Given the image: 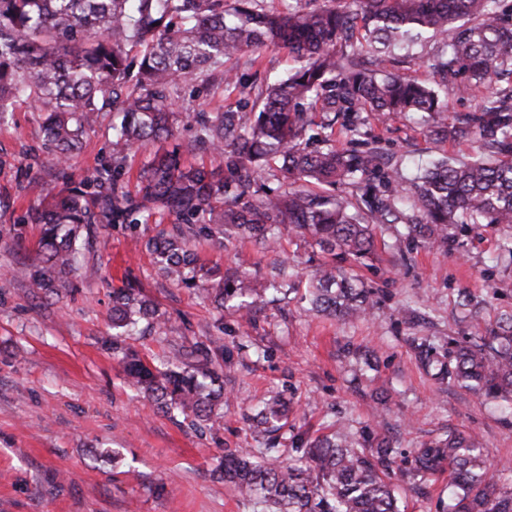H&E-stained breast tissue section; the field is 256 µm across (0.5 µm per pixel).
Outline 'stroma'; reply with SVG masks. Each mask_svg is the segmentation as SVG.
<instances>
[{"label": "stroma", "instance_id": "35a3bbf8", "mask_svg": "<svg viewBox=\"0 0 512 512\" xmlns=\"http://www.w3.org/2000/svg\"><path fill=\"white\" fill-rule=\"evenodd\" d=\"M172 101L181 114L242 106L238 91L215 95L199 84L178 90ZM370 132L408 177L411 160L438 149L460 159L480 152L472 140L438 144L416 114L372 123ZM113 154L107 112L84 138L75 178L95 174ZM52 169L38 114L16 102L0 120V512H257L214 470L224 454H257L248 418L276 395L293 408L280 446L286 461L298 456L294 435L345 425L392 439L405 454L448 432H471L490 470L512 468V418L496 402L435 383L412 348L413 338L469 336L512 313V256L498 249L511 227L486 226L456 249L412 248L378 227L374 257L356 269L377 307L352 322L310 312L302 287L248 321L231 309L218 312L158 272L145 249L159 229L152 220L134 229L99 225L82 259L98 276L47 301L28 288L36 225L23 224L18 238L9 228L63 191ZM198 254L206 266L260 281L282 258L302 274L324 259L319 249L286 237L276 251L247 240L227 249L205 243ZM128 285L141 288L170 320L168 335L130 337L142 356L158 360L180 344L223 339L220 427L200 432L171 419L127 384L103 340L112 291ZM398 497L402 512H438L448 477H431L420 491L401 484Z\"/></svg>", "mask_w": 512, "mask_h": 512}]
</instances>
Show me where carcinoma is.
I'll list each match as a JSON object with an SVG mask.
<instances>
[{
    "instance_id": "1",
    "label": "carcinoma",
    "mask_w": 512,
    "mask_h": 512,
    "mask_svg": "<svg viewBox=\"0 0 512 512\" xmlns=\"http://www.w3.org/2000/svg\"><path fill=\"white\" fill-rule=\"evenodd\" d=\"M435 81L407 78L397 66L417 46ZM286 48L297 66L269 82L226 63L248 51ZM201 82L216 93L240 90L251 109L188 114L194 135L175 137L171 97ZM451 93H480L475 110L448 111ZM38 112L54 177L65 192L30 208L39 226L30 288L57 296L74 288L77 254L92 243L96 225L136 226L172 218L145 243L173 284L195 289L219 310L249 318L278 300L288 261L264 282L223 275L199 264L200 243L255 240L273 248L288 231L329 256L311 275L310 310L344 320L365 316L374 301L361 281L336 260L371 258L374 226L403 224L407 238L448 247L456 226L474 231L512 224V4L508 0H0V114L19 100ZM113 112L119 151L156 150L127 189L124 157L84 180L70 170L84 134ZM416 113L429 136L471 139L484 155L430 160L403 182L369 115ZM346 146L336 147V127ZM225 158L226 171L185 165L198 154ZM273 179L285 188H271ZM107 349L129 386L163 413L197 429L223 415L224 382L216 370L223 339L207 337L158 363L126 339L167 335L168 319L133 286L112 293ZM421 363L440 384L502 402L512 411V316L477 336L413 339ZM288 402L263 401L251 419L267 448L258 458L229 453L219 478L260 505V512H399L397 482L424 485L448 472L442 512H512V484L485 464L473 433H452L396 461L389 440L352 431L294 439L300 464L281 460L279 433Z\"/></svg>"
}]
</instances>
